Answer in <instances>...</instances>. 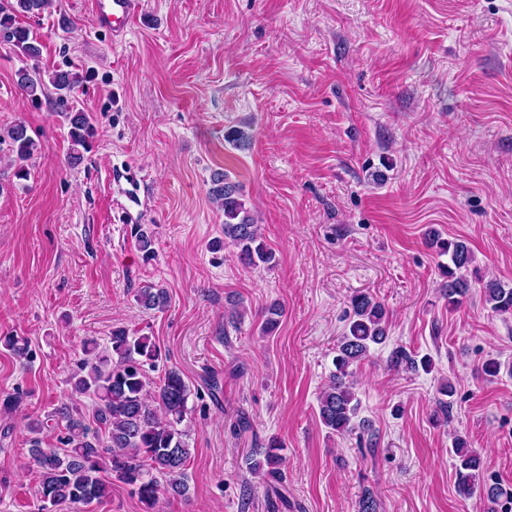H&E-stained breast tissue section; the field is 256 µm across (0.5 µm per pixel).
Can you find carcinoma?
<instances>
[{
    "label": "carcinoma",
    "instance_id": "carcinoma-1",
    "mask_svg": "<svg viewBox=\"0 0 512 512\" xmlns=\"http://www.w3.org/2000/svg\"><path fill=\"white\" fill-rule=\"evenodd\" d=\"M48 7V0H0V30L4 37L26 57L40 54L39 43L30 28L16 22L23 13L38 16ZM49 82L58 94L59 103L67 105V93L80 83L77 74L55 71ZM18 85L31 97L44 91L40 71L20 70ZM71 140L70 160L82 159L81 150L88 149L94 135L90 115L70 108L65 112ZM12 152L19 162L17 176L27 179V162L33 157L37 144L28 135L25 125L16 124L7 130ZM209 198L224 211V240L237 250L239 262L248 268L270 265L275 254L266 244L255 217L240 192L239 185L222 172L212 176ZM429 247L449 257L441 268L446 279L443 296L448 309L461 306L470 293L463 271L473 263L470 247L462 240H448L431 231L426 238ZM483 296L492 312L512 315V287L490 279L483 283ZM139 305L147 310H164L169 303L165 289L145 285L135 294ZM351 312L345 333L337 345L334 358L335 372L319 398V418L332 433L345 435L359 428L370 431L366 420L355 421L359 401L353 391V366L364 360L373 345H381L388 338L389 313L385 305L369 292L352 296ZM283 309L272 303L264 309L263 329L272 332L279 324ZM0 346L19 359L28 357V341L20 336H0ZM86 358L73 374L74 392L92 399L97 405L96 419L103 426L106 439L89 435L84 421L63 407L58 414L66 420L63 451L42 447L44 421L33 418L27 423L32 459L39 468L41 480L38 496L39 510L49 506L68 504L75 508L93 502L101 503L111 496L112 480L132 488L146 512H153L159 498L168 493L185 496L189 490L186 464L190 458L189 431L183 427L191 389L183 374L169 368L157 382L151 381L145 366H155L160 349L148 336H131L122 327L112 330L110 346L100 350L93 341L87 343ZM390 364L395 368L428 372L432 362L427 357L417 358L403 348L390 353ZM284 445L271 437L253 454L264 456L266 473L271 478L281 477ZM458 458L456 490L464 498L478 490L486 491L487 499L495 502L506 495L499 484H488L479 453L467 447L458 438L454 448ZM110 474L105 479L101 473Z\"/></svg>",
    "mask_w": 512,
    "mask_h": 512
}]
</instances>
